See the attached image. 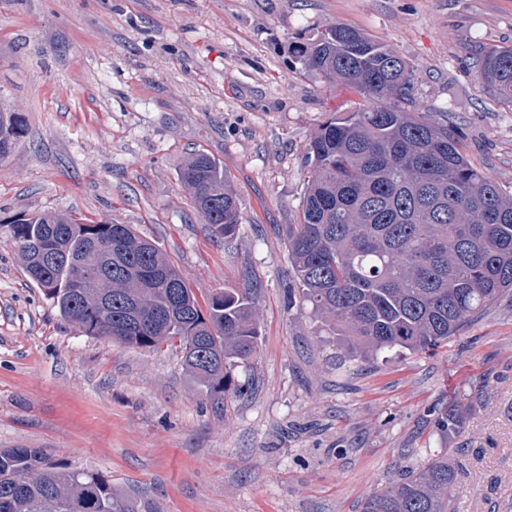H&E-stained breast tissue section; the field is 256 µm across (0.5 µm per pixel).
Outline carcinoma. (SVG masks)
I'll use <instances>...</instances> for the list:
<instances>
[{
    "label": "carcinoma",
    "mask_w": 512,
    "mask_h": 512,
    "mask_svg": "<svg viewBox=\"0 0 512 512\" xmlns=\"http://www.w3.org/2000/svg\"><path fill=\"white\" fill-rule=\"evenodd\" d=\"M295 52L307 72L362 100L310 140L302 217L288 234L302 298L357 356L433 350L512 294V192L468 163L448 125L407 108L414 76L393 49L338 24ZM477 73L512 105V48L478 52ZM23 133L19 113L0 112L1 159ZM177 177L214 238H234L241 216L224 164L197 152ZM10 242L29 279L85 335L145 349L177 340L215 406L242 394L229 368L258 348L251 289L215 288L199 303L166 252L128 224L36 213L16 220ZM434 424L448 436L459 416L440 409ZM457 477L456 460L436 455L368 495L361 512H458ZM0 512L157 510L42 448H0Z\"/></svg>",
    "instance_id": "obj_1"
}]
</instances>
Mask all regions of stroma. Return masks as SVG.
<instances>
[{
  "label": "stroma",
  "instance_id": "obj_1",
  "mask_svg": "<svg viewBox=\"0 0 512 512\" xmlns=\"http://www.w3.org/2000/svg\"><path fill=\"white\" fill-rule=\"evenodd\" d=\"M336 24L392 48L414 71V111L512 191V107L475 69L479 47H512V0H0V111L25 122L0 159V448L47 449L159 512H361L457 448L459 512H512V295L435 350L355 361L299 296L287 234L309 143L358 97L294 47ZM197 150L237 197L233 241L178 181ZM41 212L133 225L198 299L253 289L258 350L230 371L243 395L215 407L181 351L61 318L10 242ZM434 406L459 412L456 434Z\"/></svg>",
  "mask_w": 512,
  "mask_h": 512
}]
</instances>
